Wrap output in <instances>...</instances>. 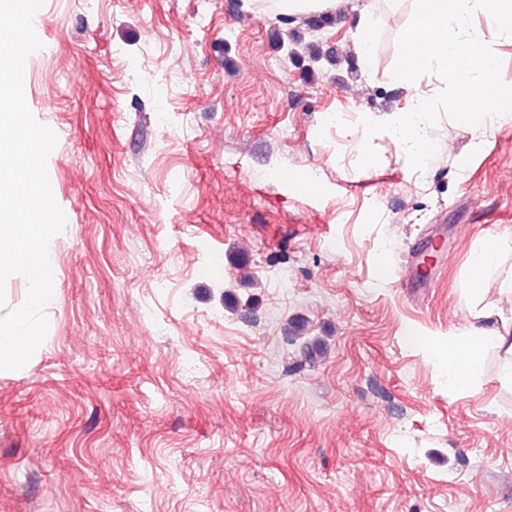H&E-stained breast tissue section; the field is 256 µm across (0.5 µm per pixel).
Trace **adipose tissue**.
<instances>
[{
	"mask_svg": "<svg viewBox=\"0 0 512 512\" xmlns=\"http://www.w3.org/2000/svg\"><path fill=\"white\" fill-rule=\"evenodd\" d=\"M500 253L498 239H486L469 261L465 292L476 305L475 324L463 331L429 341L426 350L446 365L448 382L460 389L469 387L481 369L485 354L496 351L501 359L500 378L512 387V313L487 303L490 290L512 298V275L495 278Z\"/></svg>",
	"mask_w": 512,
	"mask_h": 512,
	"instance_id": "obj_1",
	"label": "adipose tissue"
}]
</instances>
